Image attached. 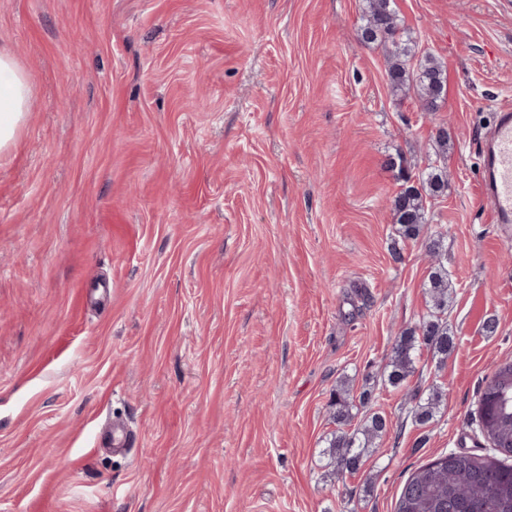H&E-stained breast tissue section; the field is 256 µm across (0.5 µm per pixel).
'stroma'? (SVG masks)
Instances as JSON below:
<instances>
[{
    "label": "stroma",
    "mask_w": 512,
    "mask_h": 512,
    "mask_svg": "<svg viewBox=\"0 0 512 512\" xmlns=\"http://www.w3.org/2000/svg\"><path fill=\"white\" fill-rule=\"evenodd\" d=\"M395 9L443 67L437 111L360 41L364 0H0V50L32 86L0 151V512H395L418 467L484 453L512 239L476 145L512 101V0ZM396 154L448 176L415 240L390 211ZM438 233L455 348L394 388ZM342 383L393 428L340 473ZM114 421L126 446L97 448ZM412 400L415 402L411 410L415 423L427 425L434 421L439 412L442 394L432 386L425 397L424 393L417 392L412 395Z\"/></svg>",
    "instance_id": "1"
}]
</instances>
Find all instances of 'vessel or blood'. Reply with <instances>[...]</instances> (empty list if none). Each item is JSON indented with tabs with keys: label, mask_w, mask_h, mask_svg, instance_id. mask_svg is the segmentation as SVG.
Returning a JSON list of instances; mask_svg holds the SVG:
<instances>
[{
	"label": "vessel or blood",
	"mask_w": 512,
	"mask_h": 512,
	"mask_svg": "<svg viewBox=\"0 0 512 512\" xmlns=\"http://www.w3.org/2000/svg\"><path fill=\"white\" fill-rule=\"evenodd\" d=\"M479 192L491 204L490 223L512 230V104L501 105L480 142Z\"/></svg>",
	"instance_id": "vessel-or-blood-1"
}]
</instances>
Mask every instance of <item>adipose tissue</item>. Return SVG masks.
<instances>
[{
	"mask_svg": "<svg viewBox=\"0 0 512 512\" xmlns=\"http://www.w3.org/2000/svg\"><path fill=\"white\" fill-rule=\"evenodd\" d=\"M32 88L10 52L0 51V150L8 147L30 109Z\"/></svg>",
	"mask_w": 512,
	"mask_h": 512,
	"instance_id": "1",
	"label": "adipose tissue"
}]
</instances>
